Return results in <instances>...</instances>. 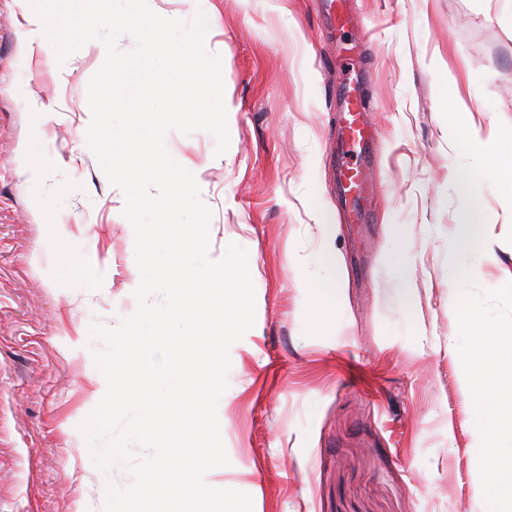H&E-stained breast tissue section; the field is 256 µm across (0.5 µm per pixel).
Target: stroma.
<instances>
[{
    "label": "stroma",
    "mask_w": 512,
    "mask_h": 512,
    "mask_svg": "<svg viewBox=\"0 0 512 512\" xmlns=\"http://www.w3.org/2000/svg\"><path fill=\"white\" fill-rule=\"evenodd\" d=\"M317 0H148L209 20L230 143L170 132L213 216L212 258L244 247L254 326L230 349L218 405L228 465L215 488L253 512H486L480 437L457 353L451 241L461 160L440 111L448 88L473 137L512 125V0H348L346 29ZM0 0V512H103L105 484L81 423L106 391L88 345L137 307L123 192L87 145V87L106 50L57 62L21 36L32 10ZM366 38L375 137L368 223L344 219L331 148L342 61ZM488 245L478 285L512 281V208L478 191ZM332 260H325V252ZM343 299L318 310L312 284Z\"/></svg>",
    "instance_id": "35a3bbf8"
}]
</instances>
